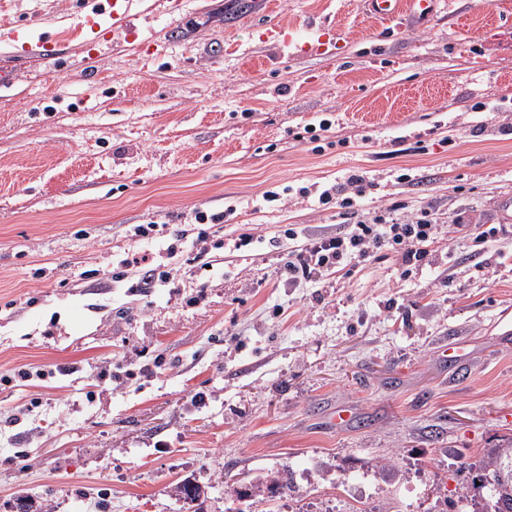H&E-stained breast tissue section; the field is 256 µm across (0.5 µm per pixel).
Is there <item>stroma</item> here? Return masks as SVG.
<instances>
[{"instance_id":"obj_1","label":"stroma","mask_w":512,"mask_h":512,"mask_svg":"<svg viewBox=\"0 0 512 512\" xmlns=\"http://www.w3.org/2000/svg\"><path fill=\"white\" fill-rule=\"evenodd\" d=\"M228 2L132 0L138 30L116 37L75 0H0V35L71 47L0 88V512L20 495L242 512L271 474L288 492L269 512H471L470 464L512 437V0H448L393 31L360 0ZM280 22L331 30L330 54L281 51L263 36ZM351 172L372 184L354 209L319 203ZM424 211L421 262L382 248L315 283L283 273L287 231ZM181 231L174 287L113 280ZM244 232L257 243L235 248ZM30 368L45 378L17 377ZM187 478L198 503L174 494Z\"/></svg>"}]
</instances>
